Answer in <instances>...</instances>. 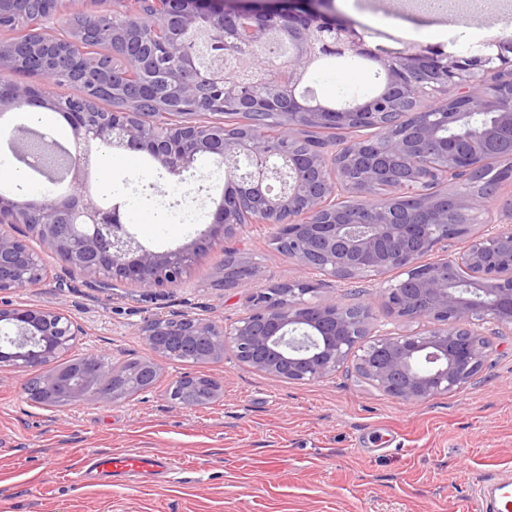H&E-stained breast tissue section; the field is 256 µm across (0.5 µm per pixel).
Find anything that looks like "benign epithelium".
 <instances>
[{"mask_svg": "<svg viewBox=\"0 0 512 512\" xmlns=\"http://www.w3.org/2000/svg\"><path fill=\"white\" fill-rule=\"evenodd\" d=\"M73 2L42 0L44 21L74 15ZM148 8L167 30L160 51L151 31L126 16L118 23L100 19L61 39L43 37L32 25L24 37L0 41V77L25 71L37 78L34 84L1 83L0 111L37 105L67 113L78 144L68 164V193L37 201L0 198V371L22 378L24 391L47 407L62 394L78 402L91 394L118 401L128 393L115 382L121 363L104 360L102 353L84 354L76 374L55 367L83 328L62 309L14 300L55 271L27 237L89 284L153 291L181 285L203 253L231 242L242 225L262 224L274 229L273 243L301 270L338 282L398 273L400 279L384 291L385 304L410 329L381 333L368 302L315 300L308 283L294 280L255 288L244 314L231 324L189 310L145 319L139 333L159 358L198 363L229 353L258 372L293 382L333 376L352 358L360 380L409 403L471 382L486 357L478 327L512 332V224L494 211L499 185L512 179V139H502L503 130H512V39L488 40L477 56L435 45L372 47L368 36L396 37L358 30L333 0H148ZM189 33L203 35L206 63H198ZM90 35L119 49L126 69L141 75L134 86L88 65L82 44ZM243 43L260 48L244 63L253 74L226 81L224 60ZM327 56L377 62L385 73L383 88L352 109L308 105L300 98L301 80ZM450 85L456 95L437 97ZM58 86L70 92L59 94ZM106 95L123 106L102 109ZM202 95L213 110L274 118L280 136L259 135L249 125L196 121L190 112L175 113L156 132L140 112L145 99L171 112L172 103L194 106ZM426 97L433 104L422 109ZM402 111L410 136L385 133ZM476 112L492 113L493 121L462 135L440 134ZM352 124L379 135L328 153L292 149L306 127ZM107 151L144 152L181 181L197 173L201 159H212L224 171L225 189L206 229L174 249L145 246L130 231L121 204L104 206L86 188L97 155ZM492 158L508 169L488 193L455 188L437 195L429 189L434 182H463ZM380 185L391 190L388 200L344 206L345 196H364ZM409 194L417 199L413 210L400 205ZM473 224L483 230L470 233ZM459 241L464 245L448 253V245ZM259 280L257 266L224 250V287ZM49 365L53 369L41 373L31 390L32 369ZM128 369L131 377L148 379L162 367L139 360ZM203 389L214 400L222 395L210 377H180L174 405L194 407Z\"/></svg>", "mask_w": 512, "mask_h": 512, "instance_id": "1", "label": "benign epithelium"}]
</instances>
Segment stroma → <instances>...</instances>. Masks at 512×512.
Returning a JSON list of instances; mask_svg holds the SVG:
<instances>
[{
    "instance_id": "stroma-1",
    "label": "stroma",
    "mask_w": 512,
    "mask_h": 512,
    "mask_svg": "<svg viewBox=\"0 0 512 512\" xmlns=\"http://www.w3.org/2000/svg\"><path fill=\"white\" fill-rule=\"evenodd\" d=\"M319 99L340 86L367 88L369 70L355 65L315 73ZM201 183L178 191L170 224L132 221L149 248H174L200 225L185 211L211 212L223 173L199 166ZM235 248L254 262L261 282L312 284L321 299L350 302L363 293L382 323L390 318L386 277L333 282L298 269L277 251L267 230L245 225ZM221 249L203 257L187 282L144 293L98 289L58 275L21 294L26 303L61 308L85 334L76 353L120 360L154 359L138 328L173 309L233 322L245 310L246 289H224ZM482 369L457 390L421 403L378 391L339 370L318 381L277 380L225 358L219 363H162L149 389L119 401L95 398L47 408L29 401L20 378L0 375V512H481L479 481L512 471V335L491 336ZM212 376L220 398L205 406H172L168 392L183 373ZM156 454L173 474L152 478L113 474L81 480L87 457Z\"/></svg>"
}]
</instances>
